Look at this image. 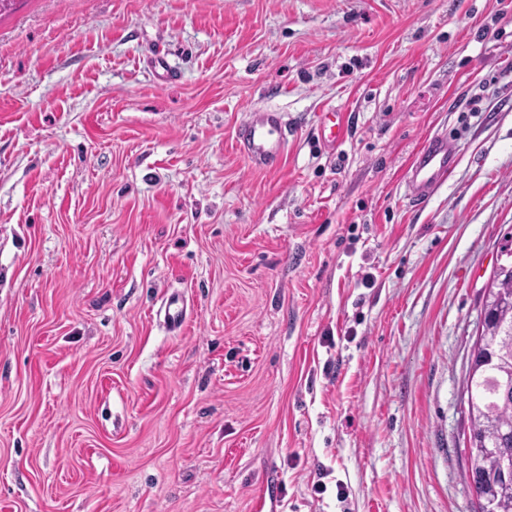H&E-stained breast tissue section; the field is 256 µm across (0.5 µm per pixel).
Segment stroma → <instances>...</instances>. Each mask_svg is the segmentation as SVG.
Returning a JSON list of instances; mask_svg holds the SVG:
<instances>
[{
  "mask_svg": "<svg viewBox=\"0 0 512 512\" xmlns=\"http://www.w3.org/2000/svg\"><path fill=\"white\" fill-rule=\"evenodd\" d=\"M253 107L288 116L277 169L235 149ZM437 131L459 163L416 206ZM511 230L512 0H18L0 512H252L270 474L278 512H472L462 381ZM331 117L334 118V120H332ZM316 130L318 138L323 145L332 149L336 148V142L342 133L340 112H336V110L325 112L324 118L321 120ZM457 149L448 136L424 138L413 150L405 178L407 196L424 202L442 186L453 172ZM157 319H163L172 331H179L187 319V305L182 294H170L156 311Z\"/></svg>",
  "mask_w": 512,
  "mask_h": 512,
  "instance_id": "35a3bbf8",
  "label": "stroma"
}]
</instances>
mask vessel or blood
Masks as SVG:
<instances>
[{"label":"vessel or blood","instance_id":"vessel-or-blood-1","mask_svg":"<svg viewBox=\"0 0 512 512\" xmlns=\"http://www.w3.org/2000/svg\"><path fill=\"white\" fill-rule=\"evenodd\" d=\"M236 148L249 166L256 170L275 169L288 150V118L285 113L255 107L248 111L235 134ZM457 149L442 135L424 138L413 150L405 178L407 196L416 202L428 200L453 172ZM170 330H180L187 319L182 294H170L156 311ZM279 492L274 479H266L256 489L253 512H265L276 504Z\"/></svg>","mask_w":512,"mask_h":512}]
</instances>
